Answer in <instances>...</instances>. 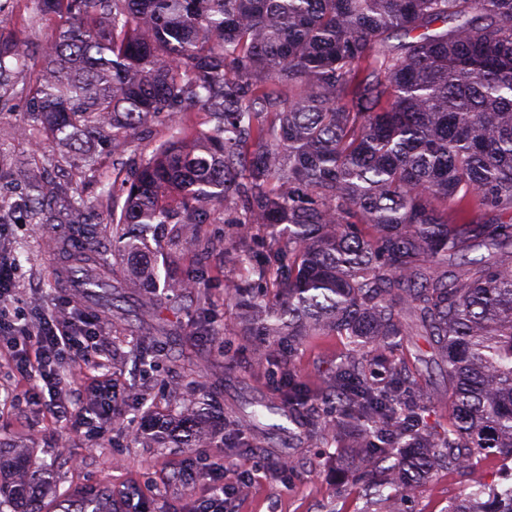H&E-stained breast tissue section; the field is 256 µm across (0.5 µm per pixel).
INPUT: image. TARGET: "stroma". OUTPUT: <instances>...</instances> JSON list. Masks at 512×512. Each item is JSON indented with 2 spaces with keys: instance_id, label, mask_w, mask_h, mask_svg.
I'll return each instance as SVG.
<instances>
[{
  "instance_id": "obj_1",
  "label": "stroma",
  "mask_w": 512,
  "mask_h": 512,
  "mask_svg": "<svg viewBox=\"0 0 512 512\" xmlns=\"http://www.w3.org/2000/svg\"><path fill=\"white\" fill-rule=\"evenodd\" d=\"M57 24V17L33 15L24 0H12L0 12V29L15 33L34 50L54 36ZM26 120L25 105L20 101L11 110L0 112V163L9 172L0 186L17 188L12 170L25 166L35 153L51 154L56 149L47 137L37 144L18 137L16 131ZM64 172L63 185L70 193L83 197L89 223L99 231L109 232L110 200L100 197L95 183L80 170L68 166ZM197 230L212 241L205 253L186 244L174 224L168 225L164 240L157 245L172 278L196 275L201 288L198 296L189 295L175 303L177 324L158 337L155 349L162 360L152 368L139 360L140 338L154 328L145 290L118 289L119 300L111 317H103L101 308L82 289L59 280L58 256L46 248L52 236L49 225L12 224L0 228V256L17 268L20 311L35 323L41 314L52 311L58 298L68 296L86 312L99 317L100 334L112 352L107 368L122 399L116 431L101 437L75 433L68 417L47 414L38 399L28 395V382L2 365L0 389L21 394L20 401L7 403L0 412V428L6 432L5 456L29 449L34 462L45 466L49 486L41 505L43 512H69L70 501L57 497V489L87 487L98 493L108 486L116 491L139 487L143 512H190L196 501L213 493L209 478L198 474L203 458L223 464L231 479L243 480L244 487L230 504V512H321L330 502L335 503L336 512H361V489L351 481L337 485L335 460H323L318 470H311L305 463L309 452L301 447L296 451V467L273 472V464L288 453L287 432L274 427L253 437L254 442L268 444L269 450L264 454L230 453L221 448H152L132 440L129 429L143 411L168 414L198 408L196 390L201 385L217 389L215 409L219 412L277 398L275 377L268 366L253 362L250 349L236 354L234 371L224 369V352L213 333L233 327L239 318L225 291L226 284L239 274L224 254V238L233 227L217 213L208 223L198 225ZM268 351L274 360L288 362L311 392L316 393L332 361L343 355L345 341L340 336H311L296 350L282 344L269 346ZM400 355L413 377L426 389L430 424L446 429L451 401L447 377L428 355L418 354L414 344H405ZM183 466L195 470V477L175 481L173 472ZM468 485V476L441 467L419 489L412 505H404L396 498L389 507L391 512H403L407 507L413 512H446L449 502L467 493Z\"/></svg>"
}]
</instances>
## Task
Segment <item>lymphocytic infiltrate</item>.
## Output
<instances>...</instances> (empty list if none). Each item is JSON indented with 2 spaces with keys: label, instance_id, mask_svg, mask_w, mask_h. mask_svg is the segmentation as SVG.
<instances>
[{
  "label": "lymphocytic infiltrate",
  "instance_id": "f902f5d3",
  "mask_svg": "<svg viewBox=\"0 0 512 512\" xmlns=\"http://www.w3.org/2000/svg\"><path fill=\"white\" fill-rule=\"evenodd\" d=\"M17 294L14 265L0 261V361L36 384L49 412L69 414L73 431L104 434L119 408L112 377L100 370L97 318L69 301L33 325L9 312L7 304ZM65 361L77 369L79 390L78 398L68 401L61 398L59 373Z\"/></svg>",
  "mask_w": 512,
  "mask_h": 512
}]
</instances>
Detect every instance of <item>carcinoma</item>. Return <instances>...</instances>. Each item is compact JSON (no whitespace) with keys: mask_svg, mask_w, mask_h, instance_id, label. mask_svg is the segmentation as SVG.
<instances>
[{"mask_svg":"<svg viewBox=\"0 0 512 512\" xmlns=\"http://www.w3.org/2000/svg\"><path fill=\"white\" fill-rule=\"evenodd\" d=\"M33 2L65 17L35 55L0 29V111L25 98L19 134H49L120 218L112 251L74 244L86 203L47 180L51 158L17 172L21 198L0 196V215L52 226L67 269L109 309L112 259L126 261L129 285L156 289L149 234L223 212L241 229L234 335L290 351L322 334L348 344L304 437L347 439L361 512L414 497L442 463L471 475L483 454L512 460V0ZM192 107L208 129L183 122ZM161 117L151 156L100 173L101 147L120 159ZM482 246L494 258L472 256ZM164 287L178 295L198 281ZM170 311L155 300L143 362ZM413 336L455 386L443 433L392 356ZM281 379L280 404L224 414L220 447L257 451L249 436L268 413L297 424L312 397L291 369ZM153 429L142 420L140 437L182 442ZM6 506L41 512L20 471L0 473ZM447 512H512V468L471 479Z\"/></svg>","mask_w":512,"mask_h":512,"instance_id":"cac0c4a2","label":"carcinoma"}]
</instances>
